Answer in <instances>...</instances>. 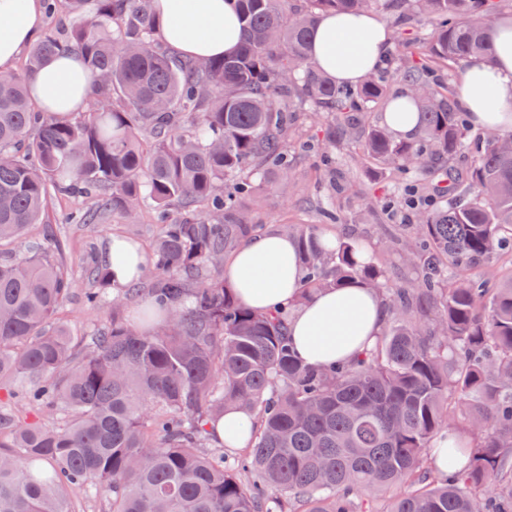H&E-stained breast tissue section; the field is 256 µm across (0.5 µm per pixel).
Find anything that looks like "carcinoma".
<instances>
[{
  "label": "carcinoma",
  "instance_id": "carcinoma-1",
  "mask_svg": "<svg viewBox=\"0 0 512 512\" xmlns=\"http://www.w3.org/2000/svg\"><path fill=\"white\" fill-rule=\"evenodd\" d=\"M65 2L64 34L0 73V247L43 221L55 192L91 199L70 213L76 224L134 220L150 204L156 306L141 320L170 317L143 331L115 300L104 327L78 337L57 320L73 288L58 241L0 258V390L15 398L0 411V512H72L75 488L108 512H512V279L494 288L479 273L512 257V130L472 129L455 88L429 79L490 51L493 0H236L240 46L206 62L158 45L152 0ZM377 8L434 31L395 35L385 67L339 87L310 59L315 21ZM72 44L96 89L77 120L36 110L27 86ZM394 81L412 94L410 140L369 120ZM311 112L325 116L317 152L340 193L345 142L405 184L446 175L403 244L420 273L412 287L388 283L353 239L286 225L306 272L299 301L360 286L385 302L374 346L323 369L294 353L287 310L243 305L223 269L258 229L254 174L288 188ZM474 139L482 150L461 176L451 163ZM87 278L98 305L109 268ZM228 410L255 421L231 472L213 432ZM461 422L471 439L441 472L436 441ZM380 489L396 490L383 511L367 499Z\"/></svg>",
  "mask_w": 512,
  "mask_h": 512
}]
</instances>
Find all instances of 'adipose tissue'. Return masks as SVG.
Segmentation results:
<instances>
[{
  "label": "adipose tissue",
  "instance_id": "obj_1",
  "mask_svg": "<svg viewBox=\"0 0 512 512\" xmlns=\"http://www.w3.org/2000/svg\"><path fill=\"white\" fill-rule=\"evenodd\" d=\"M152 9L161 41L178 55L206 60L231 53L240 41L235 0H153ZM44 17V0H0V72L15 68L21 53L39 37ZM489 37V55L472 57L461 74L458 102L474 127L511 130L512 17L496 22ZM390 42L386 21L373 13L326 14L316 23L311 58L336 83L356 85L382 64ZM28 85L39 110L60 116L85 112L92 93V81L71 48L48 58ZM110 252L115 291L145 275L149 259L139 244L116 234ZM224 277L250 308L294 305L288 335L309 366L351 363L381 333L385 305L366 288L321 291L295 305L305 272L294 240L280 231L247 239L225 262Z\"/></svg>",
  "mask_w": 512,
  "mask_h": 512
}]
</instances>
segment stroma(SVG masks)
Instances as JSON below:
<instances>
[{"mask_svg":"<svg viewBox=\"0 0 512 512\" xmlns=\"http://www.w3.org/2000/svg\"><path fill=\"white\" fill-rule=\"evenodd\" d=\"M355 147L347 143L336 151V160L358 186L359 196L332 198L331 189L322 173L316 169L314 153L294 149L292 170L288 176V191L280 193L267 184H259L250 205L265 227H281L284 224H313L325 235L353 239L363 244L373 261L379 265L389 282L410 284L416 281L417 272L410 265L401 246L393 240L394 227L381 223L377 210L385 204L401 207L403 198L399 185L385 170L376 167H359L353 160ZM334 199L337 223H325L321 215L327 199ZM77 200L61 197L55 199L47 225H33L22 241L23 246L36 245L44 228H52L62 247V257L73 279L70 301L60 312L62 320L75 327L78 333L92 334L103 327L114 293L105 289L104 307L92 309L86 306L83 295L90 283L86 268L91 261H102L108 253L113 233L135 238L143 247L150 249L158 227L152 210H145L138 223L128 224L121 219L105 216L95 224H70L67 213L76 208Z\"/></svg>","mask_w":512,"mask_h":512,"instance_id":"35a3bbf8","label":"stroma"}]
</instances>
